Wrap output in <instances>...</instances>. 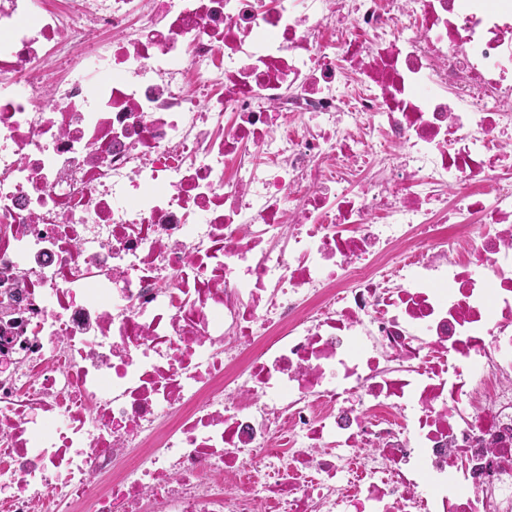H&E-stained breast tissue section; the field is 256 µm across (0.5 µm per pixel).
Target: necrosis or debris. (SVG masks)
<instances>
[{
  "label": "necrosis or debris",
  "mask_w": 512,
  "mask_h": 512,
  "mask_svg": "<svg viewBox=\"0 0 512 512\" xmlns=\"http://www.w3.org/2000/svg\"><path fill=\"white\" fill-rule=\"evenodd\" d=\"M0 512H512V0H0Z\"/></svg>",
  "instance_id": "1"
}]
</instances>
